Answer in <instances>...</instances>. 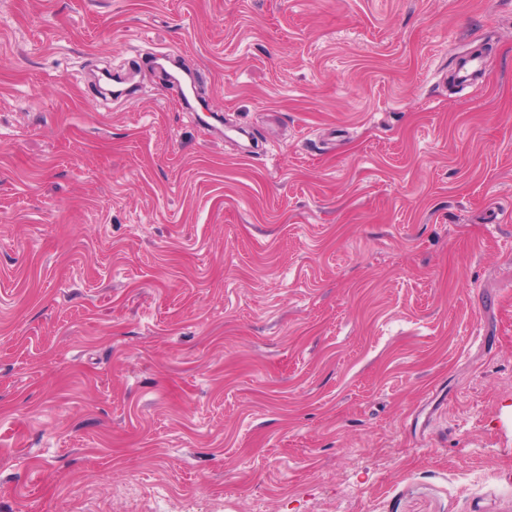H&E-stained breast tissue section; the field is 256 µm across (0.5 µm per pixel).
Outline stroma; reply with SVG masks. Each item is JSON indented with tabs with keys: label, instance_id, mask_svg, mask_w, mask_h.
Returning a JSON list of instances; mask_svg holds the SVG:
<instances>
[{
	"label": "stroma",
	"instance_id": "stroma-1",
	"mask_svg": "<svg viewBox=\"0 0 512 512\" xmlns=\"http://www.w3.org/2000/svg\"><path fill=\"white\" fill-rule=\"evenodd\" d=\"M0 512H512V0H0Z\"/></svg>",
	"mask_w": 512,
	"mask_h": 512
}]
</instances>
